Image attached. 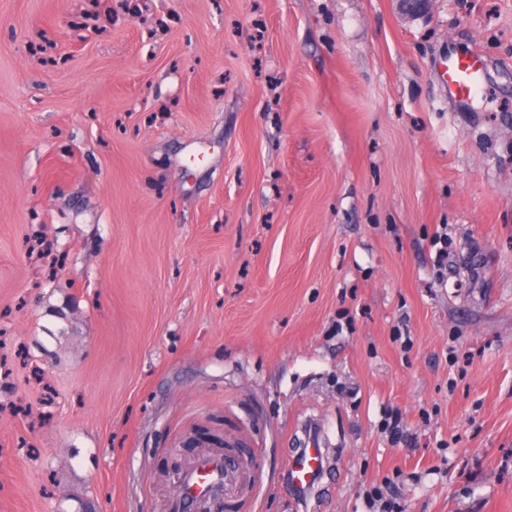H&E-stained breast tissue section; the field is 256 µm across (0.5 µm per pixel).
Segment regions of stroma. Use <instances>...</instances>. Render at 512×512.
I'll return each mask as SVG.
<instances>
[{"instance_id": "35a3bbf8", "label": "stroma", "mask_w": 512, "mask_h": 512, "mask_svg": "<svg viewBox=\"0 0 512 512\" xmlns=\"http://www.w3.org/2000/svg\"><path fill=\"white\" fill-rule=\"evenodd\" d=\"M0 361V512H512V0H0ZM442 65V76L448 89V103L460 109L469 104L485 85L484 57L473 48H449ZM323 467L321 449L314 439L288 460V481L296 489L310 490ZM240 474V463L235 469L227 467L223 461L214 458H205L197 466L187 472L183 477L184 492L188 497L198 500L210 491L216 484L224 486V492H229L237 483Z\"/></svg>"}]
</instances>
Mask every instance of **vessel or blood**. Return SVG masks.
<instances>
[{"instance_id": "obj_1", "label": "vessel or blood", "mask_w": 512, "mask_h": 512, "mask_svg": "<svg viewBox=\"0 0 512 512\" xmlns=\"http://www.w3.org/2000/svg\"><path fill=\"white\" fill-rule=\"evenodd\" d=\"M443 78L448 89V102L461 108L480 92L486 80L483 55L476 49H449L443 63ZM323 467L317 441H309L288 460V481L297 489H310ZM239 469L227 467L223 461L205 458L183 477V488L190 498L198 500L208 495L212 486L220 484L232 489L239 478Z\"/></svg>"}]
</instances>
